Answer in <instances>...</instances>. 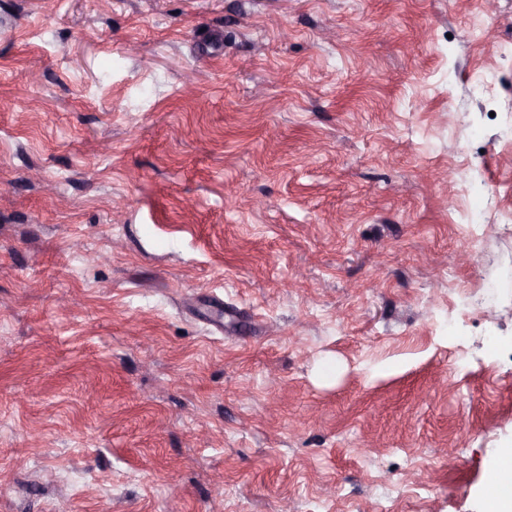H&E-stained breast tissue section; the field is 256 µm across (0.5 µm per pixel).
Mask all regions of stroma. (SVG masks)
Wrapping results in <instances>:
<instances>
[{"mask_svg": "<svg viewBox=\"0 0 512 512\" xmlns=\"http://www.w3.org/2000/svg\"><path fill=\"white\" fill-rule=\"evenodd\" d=\"M53 3L0 0V512H483L512 0Z\"/></svg>", "mask_w": 512, "mask_h": 512, "instance_id": "stroma-1", "label": "stroma"}]
</instances>
